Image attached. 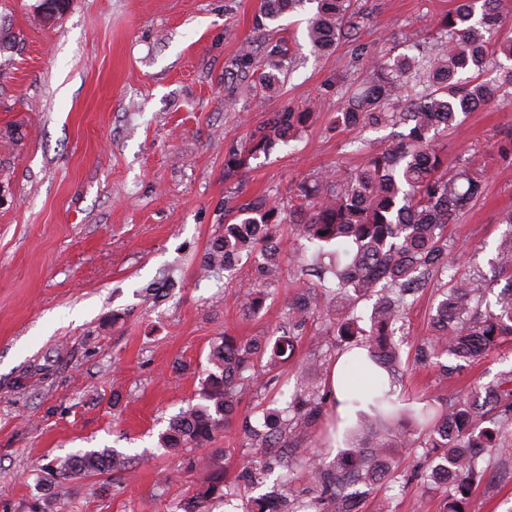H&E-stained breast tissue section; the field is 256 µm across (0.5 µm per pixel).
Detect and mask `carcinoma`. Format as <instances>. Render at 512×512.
<instances>
[{
    "label": "carcinoma",
    "instance_id": "carcinoma-1",
    "mask_svg": "<svg viewBox=\"0 0 512 512\" xmlns=\"http://www.w3.org/2000/svg\"><path fill=\"white\" fill-rule=\"evenodd\" d=\"M316 11L308 19L307 38L316 49L353 36L358 14L352 0H309ZM500 0H458L433 20L440 35L435 47L418 55L399 53L372 65L365 89L349 95L336 112L333 128L407 125L409 131L392 146L368 155L349 171L325 170L299 186L295 203L283 216L280 205L266 201L233 205L239 222L224 225V235L208 247L202 268L232 275L243 257L262 256L258 275L263 288L242 297L244 310L256 315L276 281L279 229L288 222L297 234L319 245L301 270L318 284L300 282L291 304L288 329L276 337L241 338L226 334L214 341L208 355L211 368L201 378V402L181 410L160 434L164 448L201 447L224 430L242 397L267 388L255 364L267 359L269 368L289 358L301 331L322 310L329 329L352 339L361 337L369 360L395 377L400 365L395 326L408 299L425 285L429 274L457 269L456 250L448 226L457 224L468 205L483 193L485 170L471 162L448 168V154L435 143L438 130H451L458 118L496 101L512 86V29L499 12ZM304 0H260V17L275 20ZM494 67L498 78L465 81L472 70ZM309 108L274 112L250 136L248 143L228 154L224 175L250 168L251 159L268 154L279 143L308 127ZM500 223L508 230L490 264L506 278L495 304L486 301L482 278L450 275L432 318L433 336L418 349L416 361L435 364L452 379L471 363L512 338V209ZM336 247L334 261L322 263L324 248ZM375 299L369 322L361 326L357 303ZM316 364H304L296 375L286 407L266 409L262 422L249 418L242 428L271 450L283 467L295 458L309 472L311 490L290 489L289 473L277 479L281 498L262 495L245 504L244 512H353L355 497L370 495L394 477V458L416 446L431 460L425 480L451 489L447 512H468L470 495L512 481V370L497 375L473 393L453 394L440 406L420 413L397 407L394 391L377 389L359 395L372 415L351 434L348 448L331 462L309 448L286 442L283 430L314 429L332 405V390L321 384ZM206 484L177 506L176 512H214L225 501L224 469L210 462ZM129 472L127 462L111 450H91L59 458L53 479L74 481L94 474Z\"/></svg>",
    "mask_w": 512,
    "mask_h": 512
}]
</instances>
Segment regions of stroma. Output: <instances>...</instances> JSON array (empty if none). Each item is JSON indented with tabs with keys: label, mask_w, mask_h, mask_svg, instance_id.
I'll list each match as a JSON object with an SVG mask.
<instances>
[{
	"label": "stroma",
	"mask_w": 512,
	"mask_h": 512,
	"mask_svg": "<svg viewBox=\"0 0 512 512\" xmlns=\"http://www.w3.org/2000/svg\"><path fill=\"white\" fill-rule=\"evenodd\" d=\"M37 3L0 0V512H26L46 490L54 512H173L205 478L197 458L224 469L231 498L218 512H242L260 492L244 466L262 450L241 417L284 407L295 367H334L349 345L308 322L294 357L266 390L243 398L238 420L205 447L161 448L169 418L199 401L212 342L286 327L295 255L315 250L282 226L278 281L264 310L245 315L239 297L259 285L255 259H242L228 280L200 275L210 240L236 221L224 202L287 206L301 181L358 168L368 151L396 142L404 126L334 131L344 90L391 47L412 53L436 42L428 22L455 0H357L364 17L355 38L322 51L306 37L309 2L261 28L259 0H70L49 22ZM275 41L291 58L276 88L243 91L226 107L232 60L248 45L265 62ZM359 45L370 56H356ZM289 107L311 108L309 126L225 178L229 152ZM511 130L509 93L438 138L449 159L488 174L480 200L448 228L464 255L460 274L492 273L507 230L500 216L512 209V165L495 146ZM448 280L429 276L397 333L396 389L417 410L512 369V342L448 382L415 366ZM105 448L129 458L131 477L44 488L54 458ZM426 468L422 449L403 451L394 480L359 512H375L381 497L391 512H444L447 491L424 480Z\"/></svg>",
	"instance_id": "obj_1"
}]
</instances>
